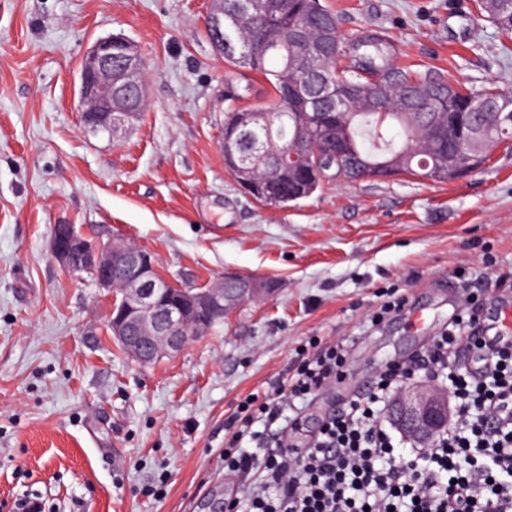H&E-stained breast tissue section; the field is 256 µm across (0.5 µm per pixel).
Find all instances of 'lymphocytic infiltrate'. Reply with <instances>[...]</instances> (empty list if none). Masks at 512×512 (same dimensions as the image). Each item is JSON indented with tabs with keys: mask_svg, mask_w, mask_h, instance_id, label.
<instances>
[{
	"mask_svg": "<svg viewBox=\"0 0 512 512\" xmlns=\"http://www.w3.org/2000/svg\"><path fill=\"white\" fill-rule=\"evenodd\" d=\"M481 329L479 315L465 313L325 420L303 450L284 444L290 412L342 375V345L316 347L287 386L245 401L227 425L224 470L250 480L246 512H512V341ZM472 355L480 366L467 365ZM421 372L447 381L457 411L435 445L404 454L379 418L403 379ZM263 430L273 444L258 457L247 445Z\"/></svg>",
	"mask_w": 512,
	"mask_h": 512,
	"instance_id": "1",
	"label": "lymphocytic infiltrate"
}]
</instances>
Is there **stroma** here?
<instances>
[{
	"mask_svg": "<svg viewBox=\"0 0 512 512\" xmlns=\"http://www.w3.org/2000/svg\"><path fill=\"white\" fill-rule=\"evenodd\" d=\"M343 34L380 30L398 66L512 88V49L474 0H326ZM210 0H0V512L23 492L46 512H192L224 475V423L286 379L317 341L347 363L298 411L288 441L388 363L425 349L477 292L487 325L512 301V151L447 184L333 181L283 210L224 168L227 89L270 101L206 37ZM134 40L149 107L113 135L84 132L87 43ZM130 242L186 288L228 274L275 283L180 352L144 365L113 341L110 294L49 249L53 227ZM405 305L371 325L387 290ZM159 484L163 492L145 496Z\"/></svg>",
	"mask_w": 512,
	"mask_h": 512,
	"instance_id": "obj_1",
	"label": "stroma"
}]
</instances>
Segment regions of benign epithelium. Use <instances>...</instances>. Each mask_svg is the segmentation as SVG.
<instances>
[{
	"label": "benign epithelium",
	"instance_id": "benign-epithelium-1",
	"mask_svg": "<svg viewBox=\"0 0 512 512\" xmlns=\"http://www.w3.org/2000/svg\"><path fill=\"white\" fill-rule=\"evenodd\" d=\"M305 48L304 71L293 93L309 100L307 78L319 73L327 60V41ZM143 91V65L137 44L122 34L99 37L87 46L79 67V100L85 131L113 132L135 115L138 107L127 90ZM309 153L293 147L276 155L277 167L296 169ZM53 257L74 273H92L95 284L112 295L108 328L131 358L150 364L182 350L209 330V321L238 305L271 293L241 276L226 277L204 288H184L163 278L145 251H125L107 241H93L73 224L54 225ZM454 416L452 395L430 375L402 384L392 394L387 418L415 448H429L443 436ZM197 512H224V479L209 485L197 501Z\"/></svg>",
	"mask_w": 512,
	"mask_h": 512
}]
</instances>
